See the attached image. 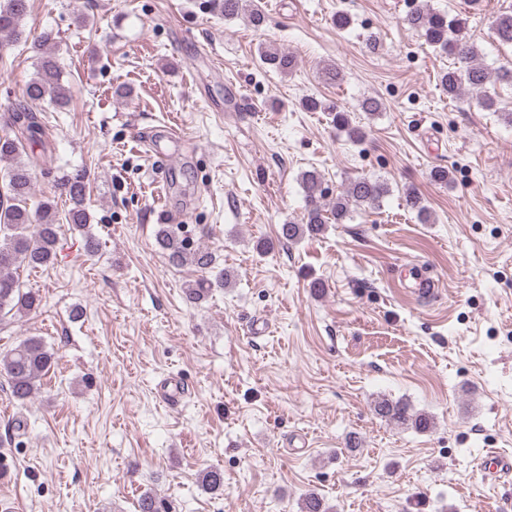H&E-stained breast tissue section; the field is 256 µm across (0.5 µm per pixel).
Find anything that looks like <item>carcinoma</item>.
<instances>
[{
    "label": "carcinoma",
    "instance_id": "1",
    "mask_svg": "<svg viewBox=\"0 0 512 512\" xmlns=\"http://www.w3.org/2000/svg\"><path fill=\"white\" fill-rule=\"evenodd\" d=\"M247 0H212L210 7L226 17L238 15L246 7ZM29 12V0H0V33L11 41H18L23 30L21 24ZM404 22L417 31L426 43L438 47L456 60V65L441 76V86L448 97L454 98L468 89L475 92L479 106L487 111H497L496 101L489 93H482L491 77V71L479 62L477 47L467 36L466 20L458 17L449 19L434 11L426 3L408 13ZM497 39L503 44H512V14L501 15L495 20ZM263 60L272 67L287 71L294 67L293 56L266 50ZM30 104L44 101L56 106L69 102L68 89L61 83L60 67L49 52L41 53L37 77L31 80L24 91ZM303 107L314 112L320 108L334 113L336 128L347 133L353 141L364 137L361 129L350 125L347 114L313 99L304 100ZM13 124L17 133L0 136V162L7 164L6 178L10 199L14 204L7 207L0 204V316L13 312L28 314L39 308L41 299L32 291L21 288L14 270L21 266L36 268L47 266L56 256L58 243V222L56 211L50 202H44L35 213L21 206L33 189V162L22 159L25 151L24 140L33 139L40 132L36 116L31 112L16 113ZM58 189L70 197L73 207L67 217L68 223L79 230L87 229L90 214L84 207L87 189V174L83 169L64 171L57 177ZM301 185L307 201V215L298 224L290 222L281 227L278 242H295L305 236L319 234L328 220L342 224L352 217V207L376 208L389 193L387 184L365 177L350 180L342 194L336 197L331 209L324 208L325 189L321 178L314 172L302 174ZM405 206L423 217L427 208L422 198L412 188L403 193ZM156 242L166 255L169 263L176 267L189 266L198 277L185 288V299L190 304L204 300L211 289L223 288L229 284L228 273L216 269L214 252L202 248L179 233L171 224H161L156 232ZM56 361V353L49 349L42 338L29 336L16 346L0 352V376L5 378L11 397L24 404L40 389V381ZM377 415L396 425L427 431L431 427L428 416L412 411L402 400L381 398L376 402ZM202 486L210 493L224 490L223 474L208 469L202 474ZM301 512H329L322 497L315 493L305 495Z\"/></svg>",
    "mask_w": 512,
    "mask_h": 512
}]
</instances>
